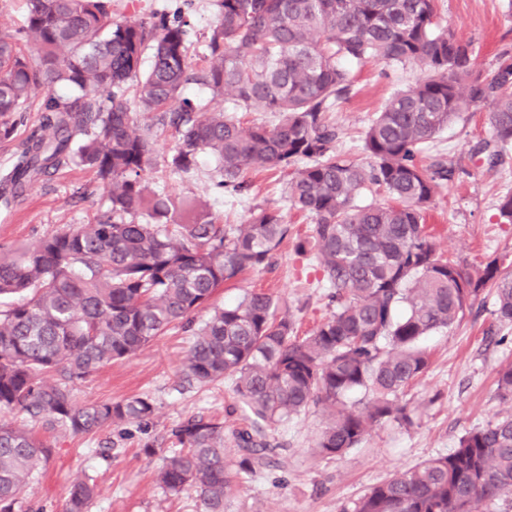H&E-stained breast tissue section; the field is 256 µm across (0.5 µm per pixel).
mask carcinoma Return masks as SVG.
Returning <instances> with one entry per match:
<instances>
[{"mask_svg":"<svg viewBox=\"0 0 512 512\" xmlns=\"http://www.w3.org/2000/svg\"><path fill=\"white\" fill-rule=\"evenodd\" d=\"M25 2L22 29L0 36V138L24 122L40 87L42 122L0 173V206L68 164L95 170L107 195L95 223L0 255V298H14L0 311V410L74 435L147 425L149 397L78 406L67 383L132 357L173 324L192 327L193 314L207 309L182 373L200 385L233 381L238 460H226L224 422L193 415L168 430L174 449L162 454L156 480L169 493L194 489L199 512H224L240 473L271 447L265 431L312 406L329 414L316 443L324 457L357 447L372 425L411 424L403 395L429 366L420 340L452 326L488 282L499 320L512 322V275L492 266L474 274L443 257L424 219L436 188L459 173L426 156L449 122L489 101L490 138L476 153L493 167L512 147V51L499 54L489 79L473 77L471 44L439 25L436 0H215L208 65L197 70L189 23L164 5L114 22L111 0ZM23 39L37 47L34 64L17 49ZM371 62L417 64L422 76L376 113L366 166L336 151L326 113L349 93L355 68ZM191 83L231 96L233 112L258 108L280 120L245 133L226 109L186 97ZM139 111L160 113L177 133L178 173H192L206 155L219 167L217 187L242 192L249 169L290 171L287 201L314 221L296 250L323 268L336 304L311 333L297 336L288 309L265 292L211 304L218 289L269 261L288 232L284 216L260 208L249 223L226 225L201 218L187 198L147 193L153 148L133 130ZM372 191L390 203L359 204ZM143 210L150 220L135 218ZM50 372L63 382L46 383ZM357 390L367 401L348 403ZM497 394L512 401V362L497 370ZM51 452L0 423V512H22ZM95 495L93 484L72 485L62 512H89ZM478 499L490 512L512 508V415L468 431L446 456L393 474L350 512H472Z\"/></svg>","mask_w":512,"mask_h":512,"instance_id":"carcinoma-1","label":"carcinoma"}]
</instances>
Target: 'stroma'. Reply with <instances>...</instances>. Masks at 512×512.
I'll list each match as a JSON object with an SVG mask.
<instances>
[{
	"label": "stroma",
	"mask_w": 512,
	"mask_h": 512,
	"mask_svg": "<svg viewBox=\"0 0 512 512\" xmlns=\"http://www.w3.org/2000/svg\"><path fill=\"white\" fill-rule=\"evenodd\" d=\"M167 2L174 8L186 6L191 62L203 67V48L216 19L214 0ZM438 22L472 43V69L480 78L491 76L499 52L512 50V0H438ZM419 75V67L411 64L392 68L370 63L358 70L349 98L328 115L339 129L338 151L369 163L363 144L375 113ZM491 110L490 104H478L450 122L428 150L431 157L466 169L459 180L437 187L426 222L437 250L474 273L493 262L512 270V224L502 223L497 209L499 197L512 192V150L493 168L475 153L489 136ZM136 130L149 136L154 148L144 174L148 191L195 199L200 213L227 224L247 223L258 208H277L284 215L288 234L268 265L219 289L214 305L236 302L247 290L270 293L290 308L301 336L330 315V289L322 269L295 249L299 239L311 235L313 220L291 209L285 194L289 173L251 170L248 190L222 192L216 187L220 174L210 160H202L190 175L173 170L174 132L155 115L141 116ZM104 196L103 182L83 166L41 177L10 213L0 212V251L12 252L48 233L92 223ZM494 310L495 291L488 285L454 325L421 339L431 364L406 393L414 410L411 426L373 427L357 448L327 458L315 448L327 416L321 408H310L271 430V452L253 473L240 476L226 512H342L389 476L448 454L472 428L512 414V402L496 392L499 366L512 361V323L498 321ZM192 340L190 330L172 328L137 355L112 362L72 386L78 405L148 396L155 405L154 419L144 428L120 424L80 436L33 428L52 454L31 480L33 493L23 503L24 512H61L69 488L79 481L97 486L89 512H197L194 490L164 492L155 481L159 456L143 451L148 442L168 447V429L191 415L236 422L228 414L235 402L231 381L211 386L183 382L181 365Z\"/></svg>",
	"instance_id": "stroma-1"
}]
</instances>
